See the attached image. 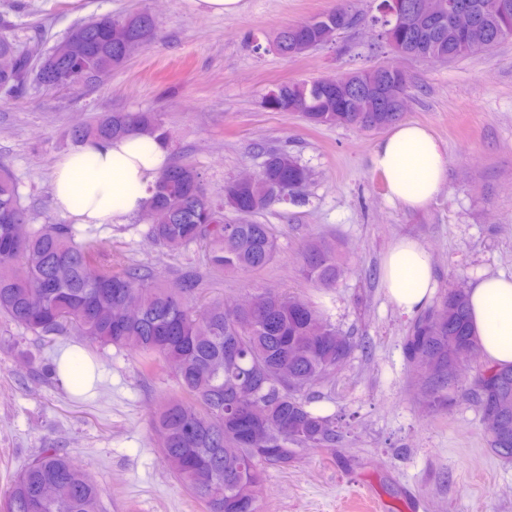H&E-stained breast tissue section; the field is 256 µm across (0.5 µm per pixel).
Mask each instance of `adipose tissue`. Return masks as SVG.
I'll use <instances>...</instances> for the list:
<instances>
[{
	"mask_svg": "<svg viewBox=\"0 0 512 512\" xmlns=\"http://www.w3.org/2000/svg\"><path fill=\"white\" fill-rule=\"evenodd\" d=\"M169 160L166 141L150 135L86 141L55 162L50 186L54 205L76 224L125 223L146 210ZM370 165L383 176L391 202L418 209L442 191L448 160L428 127L401 122L376 144ZM382 281L400 312L409 315L427 307L435 288L428 250L410 238L393 242L383 260ZM467 294L485 360L512 366V275H481Z\"/></svg>",
	"mask_w": 512,
	"mask_h": 512,
	"instance_id": "ef3b65f1",
	"label": "adipose tissue"
}]
</instances>
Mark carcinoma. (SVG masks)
I'll list each match as a JSON object with an SVG mask.
<instances>
[{
    "label": "carcinoma",
    "instance_id": "obj_1",
    "mask_svg": "<svg viewBox=\"0 0 512 512\" xmlns=\"http://www.w3.org/2000/svg\"><path fill=\"white\" fill-rule=\"evenodd\" d=\"M360 18L347 0L303 22L285 26L270 46L284 57L307 53L336 35L343 15ZM484 46L473 48L476 36L448 23L430 28L403 42L416 59L453 60L486 52L512 38V13L481 19ZM84 42L62 40L47 50L34 39L25 45L0 36V87L16 92L29 83H51L52 72L36 73L32 61L55 53L58 69L71 74L73 85L92 83L98 70L118 71L126 62V46L143 35L142 17L116 20L104 16L82 24ZM276 96L263 98L269 112H298L312 126H351L374 132L402 118L400 112H336V94H328L316 80L282 83ZM168 137L155 112H110L72 130L79 144L88 139L114 140L130 132ZM256 180L224 185V199L207 192L200 173L189 165L168 167L159 177L149 202L157 215L148 234L169 251L201 245L206 266L216 271L250 273L270 265L277 254L272 225L224 218V208L239 212L251 202L259 213L276 204L295 203V190L285 177L290 154L263 151ZM11 235L13 251H0V312L36 335H54L74 327L93 344L127 348L142 357L151 370L159 361L175 373L178 392L167 397L156 416L155 430L162 458H178L176 476L207 512H258L265 465L286 469L295 461L298 445L324 451L336 447L340 434L332 419L309 409L305 391L310 383L329 375L352 350L314 304L286 290L254 294L250 310L238 315L222 299L206 298V272L187 268L175 280L157 283L140 267L90 266L104 251L101 239H79L74 224H32L20 203L19 179L0 167V240ZM305 279L320 289L336 284L343 265L336 248L310 243L302 256ZM50 278L55 288L45 293L40 282ZM178 324L181 334L164 328ZM238 346L239 359L224 361L227 342ZM478 347L470 324L467 293L450 288L435 305L413 322L405 351L413 369L433 395V407L446 410L459 380L452 376L457 359ZM481 414L494 411L487 430V447L494 455L512 459V367L485 365L467 392ZM243 416L255 421L256 436L238 437ZM100 489L86 470L57 448H45L16 475L0 500V512H99Z\"/></svg>",
    "mask_w": 512,
    "mask_h": 512
}]
</instances>
